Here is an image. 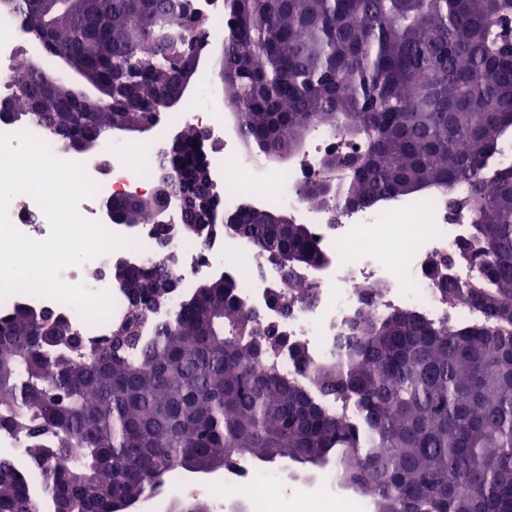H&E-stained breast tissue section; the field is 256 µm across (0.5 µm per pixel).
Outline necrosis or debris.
<instances>
[{
	"mask_svg": "<svg viewBox=\"0 0 512 512\" xmlns=\"http://www.w3.org/2000/svg\"><path fill=\"white\" fill-rule=\"evenodd\" d=\"M27 42L28 34L17 12L0 8V78L10 79L19 71L20 52ZM211 87V82H202L194 110L167 116L159 123L148 148L113 142L108 171H101L77 152L55 147L59 158L83 164L98 186L96 194L79 205L85 218L101 220L104 198L148 190L161 169L168 129L188 123L196 125L208 139L223 145L221 152L209 156L208 163L214 183L223 189L226 209L238 207L242 198L253 194L266 203L300 207L301 191L312 178V169L306 165L294 168L286 180L268 183L266 191L255 192L256 177L251 168L239 162L237 139L225 135L224 115L216 105ZM301 217L314 224L318 241L331 259L320 270H297L295 285L313 289L315 298L295 304L289 313H281L272 303L274 291L284 288L279 267L262 260L253 246L239 237H217L205 247L180 236L173 238L168 246L176 258L173 272L189 294L203 272L232 275L240 268H247L249 275L241 280L238 290L244 309L276 324L290 342L305 345L312 359L320 362L337 360L338 338L345 334L350 321L362 308L358 293L362 286L379 289L375 308L380 312L411 309L432 322L446 318L460 325L474 322L475 316L468 307L449 309L429 277L435 259L455 252L473 234L470 210L449 211L446 192L434 189L415 201L383 200L367 209L347 208L343 200L335 198L321 209L302 210ZM109 230L128 239V247L92 259L90 265L102 268L121 257L141 266L155 259L153 225L139 224L132 228L113 224ZM86 268L82 265L67 268L61 277L68 283H84L94 291H107L112 299L108 319L90 322L69 304L22 292L0 300V315L9 314L19 305L47 309L66 316L80 336L88 340L108 336L112 320L123 316L128 309L126 294L106 277H88ZM209 494L225 512H271L270 499L274 496L289 502L293 512L374 510L373 502L356 498L340 488L331 472L288 484L278 472L237 464L227 468L223 483L210 489Z\"/></svg>",
	"mask_w": 512,
	"mask_h": 512,
	"instance_id": "obj_1",
	"label": "necrosis or debris"
}]
</instances>
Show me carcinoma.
Here are the masks:
<instances>
[{
    "mask_svg": "<svg viewBox=\"0 0 512 512\" xmlns=\"http://www.w3.org/2000/svg\"><path fill=\"white\" fill-rule=\"evenodd\" d=\"M26 31L38 0H5ZM235 40L207 77L238 108L242 139L258 156L292 155L329 125L355 144L320 159L302 200L339 195L369 207L449 191L471 204L474 239L431 269L448 304L483 322L433 324L412 310L380 314L379 289H359L367 310L340 338V363L317 362L273 325L247 313L236 278L200 282L170 317L142 336L179 284L165 262L168 229L156 225L159 261L110 265L129 307L90 353L67 319L17 307L0 317V429L29 442V466L0 457V512H43L29 487L41 473L53 512H123L178 470L231 465L243 455L340 470L377 512H512V165L486 162L512 134V0H232ZM193 0H90L62 12L44 36L53 58L98 52L88 64L115 79L117 101L86 112L84 88L42 84L28 62L7 100L23 111L12 127L39 125L69 149L98 147L131 119L150 122L176 94L205 36ZM162 171L173 201L199 193L207 163L200 130ZM457 186L467 197L451 194ZM222 205L184 212L182 236L248 238L259 255L319 266L324 252L306 224L271 223L278 207L245 204L211 222ZM122 223L149 224L151 203L122 209ZM479 269L472 283L447 274L457 259ZM288 352L297 378L262 363ZM383 448L395 452L384 455ZM60 455L70 457L64 468Z\"/></svg>",
    "mask_w": 512,
    "mask_h": 512,
    "instance_id": "obj_1",
    "label": "carcinoma"
}]
</instances>
